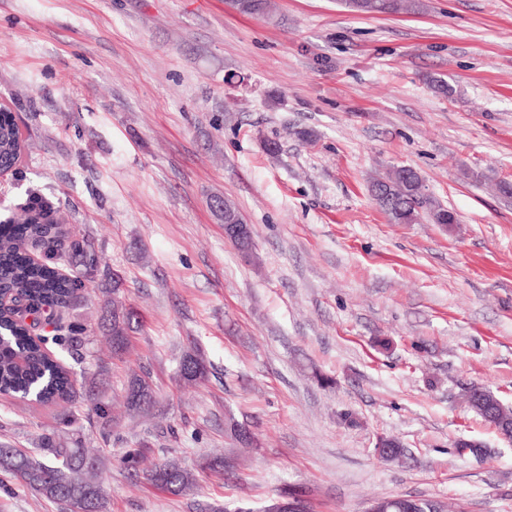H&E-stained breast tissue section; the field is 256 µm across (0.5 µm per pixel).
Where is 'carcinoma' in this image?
<instances>
[{"mask_svg":"<svg viewBox=\"0 0 512 512\" xmlns=\"http://www.w3.org/2000/svg\"><path fill=\"white\" fill-rule=\"evenodd\" d=\"M346 7L369 14L401 13L416 10L420 0H344ZM29 144L20 136L12 112H0V170L15 167ZM386 195L381 210L394 224H415L423 218L436 224L456 220L455 214L421 190L397 168L375 179L370 186ZM43 247L64 256L75 270L72 277L60 274L55 267L38 263L27 254V246ZM108 273L92 240L84 235L68 240L67 225L61 217L49 219L43 206H32L0 223V297L12 303L0 313V394L19 395L41 403L88 404L104 426L111 422L110 407L94 394L79 395L73 389L70 372L48 353L47 338L39 334L40 321L27 322L29 312L44 314L53 325L57 343H84L86 329L72 323L67 333L59 334L57 313L74 306L84 281ZM122 317L124 325L112 324L109 337L113 352L127 350L126 331L139 326V317L125 303L112 298V317ZM209 367L197 348L188 351L179 364L181 380L199 386L209 380ZM153 388L146 374L134 373L125 386V412L131 417L152 415ZM100 457L84 448L81 441H68L58 434L40 437L37 448L24 450L0 446V471L9 474L43 498L60 505L63 512H107L106 500L98 481ZM149 480L173 496L184 495L194 487L191 470L173 460L155 465L148 471Z\"/></svg>","mask_w":512,"mask_h":512,"instance_id":"obj_1","label":"carcinoma"}]
</instances>
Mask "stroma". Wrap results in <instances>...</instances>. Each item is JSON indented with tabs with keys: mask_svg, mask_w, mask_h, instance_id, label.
<instances>
[{
	"mask_svg": "<svg viewBox=\"0 0 512 512\" xmlns=\"http://www.w3.org/2000/svg\"><path fill=\"white\" fill-rule=\"evenodd\" d=\"M272 4L0 0V103L33 146L0 177V219L41 198L122 278L96 277L62 313L94 355L50 347L76 388L114 403L110 427L83 406L65 428L59 406L0 396V443L81 438L103 460L108 512H259L288 488L309 512L399 496L512 512V441L465 404L474 386L512 407V198L494 188L512 181V0L385 16ZM404 165L457 223L388 220L370 183ZM215 196L251 225L252 258ZM116 296L141 321L120 358ZM194 345L211 364L199 389L178 375ZM135 371L152 379V417L120 405ZM229 414L252 447L225 436ZM381 434L401 460L374 454ZM138 448L145 467L194 470L193 490L134 476ZM212 450L223 472L199 469ZM0 512L61 509L0 475Z\"/></svg>",
	"mask_w": 512,
	"mask_h": 512,
	"instance_id": "1",
	"label": "stroma"
}]
</instances>
